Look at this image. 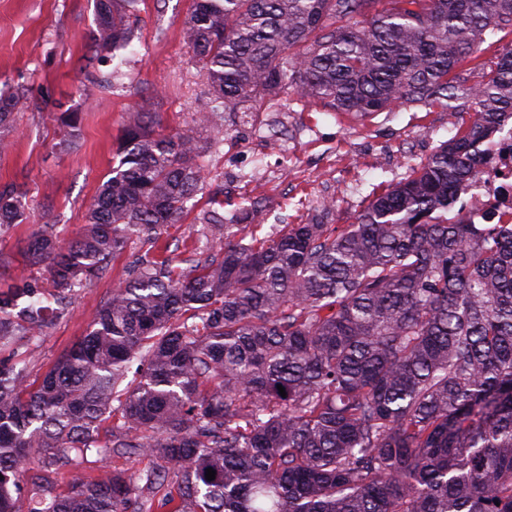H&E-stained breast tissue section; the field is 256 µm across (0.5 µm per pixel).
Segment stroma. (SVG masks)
I'll list each match as a JSON object with an SVG mask.
<instances>
[{"mask_svg":"<svg viewBox=\"0 0 512 512\" xmlns=\"http://www.w3.org/2000/svg\"><path fill=\"white\" fill-rule=\"evenodd\" d=\"M193 0H138L131 45L92 55L95 0H0V93L15 96L11 149L0 154V190L26 196L28 217L0 236V278L33 274L24 255L32 225L50 223L74 236L112 168L126 125L144 112L167 134L194 133L195 118L211 111L212 89L183 43ZM512 43V27L486 36L458 76L480 82L483 62ZM76 112L80 131L65 139L58 116ZM464 113L406 103L357 116L335 112L289 88L258 111L224 119L209 139L211 178L198 205L219 194L223 214L250 208V223L349 224L370 200L406 177L458 132ZM193 217L158 240H131L106 274L71 292L65 315L37 341L0 346V360L22 358L28 380L40 378L86 334L102 302L142 258L162 254L181 263L196 237Z\"/></svg>","mask_w":512,"mask_h":512,"instance_id":"1","label":"stroma"}]
</instances>
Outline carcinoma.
Listing matches in <instances>:
<instances>
[{"mask_svg":"<svg viewBox=\"0 0 512 512\" xmlns=\"http://www.w3.org/2000/svg\"><path fill=\"white\" fill-rule=\"evenodd\" d=\"M136 3L96 0L98 50L129 46ZM506 24L512 0H195L182 40L217 103L202 130L287 87L337 112L461 99L472 116L350 224L259 234L210 199L206 259L140 261L38 383L0 362V512H512V224L452 216L512 124V44L474 87L456 70ZM14 107L0 98V154ZM204 153L126 127L88 223L33 228L56 307L39 279H10L0 345L42 336L132 238L182 223ZM27 209L0 191V236ZM36 455L67 493H22ZM133 455L150 460L135 479L84 468Z\"/></svg>","mask_w":512,"mask_h":512,"instance_id":"obj_1","label":"carcinoma"}]
</instances>
